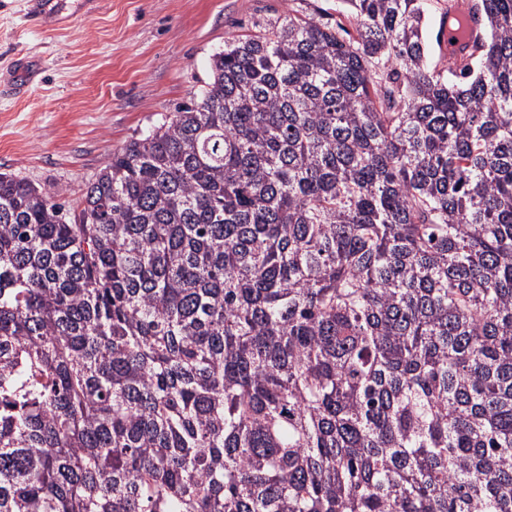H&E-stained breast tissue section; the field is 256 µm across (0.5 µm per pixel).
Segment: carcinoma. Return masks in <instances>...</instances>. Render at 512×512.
<instances>
[{"instance_id": "obj_1", "label": "carcinoma", "mask_w": 512, "mask_h": 512, "mask_svg": "<svg viewBox=\"0 0 512 512\" xmlns=\"http://www.w3.org/2000/svg\"><path fill=\"white\" fill-rule=\"evenodd\" d=\"M80 204L0 173V512H512V0H310ZM448 0H434L432 2V6L430 9V41H431V54L430 60L433 64H437L439 67H445L448 65V52H455L458 56H463L468 53L473 43L481 38V33L479 31L477 24H471L470 30L468 31L466 38L460 45L455 47V45H451V31L449 29V22L451 18H455L458 16L459 10L455 7H450ZM446 5H448V19H444V14L446 12ZM443 27L446 28V32H448V44H444L442 47L439 44V33L440 29ZM453 47V48H450ZM453 50H449V49Z\"/></svg>"}]
</instances>
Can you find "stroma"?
<instances>
[{"instance_id": "35a3bbf8", "label": "stroma", "mask_w": 512, "mask_h": 512, "mask_svg": "<svg viewBox=\"0 0 512 512\" xmlns=\"http://www.w3.org/2000/svg\"><path fill=\"white\" fill-rule=\"evenodd\" d=\"M58 0L52 32L0 0V172L77 206L113 150L199 94L212 55L288 0Z\"/></svg>"}]
</instances>
